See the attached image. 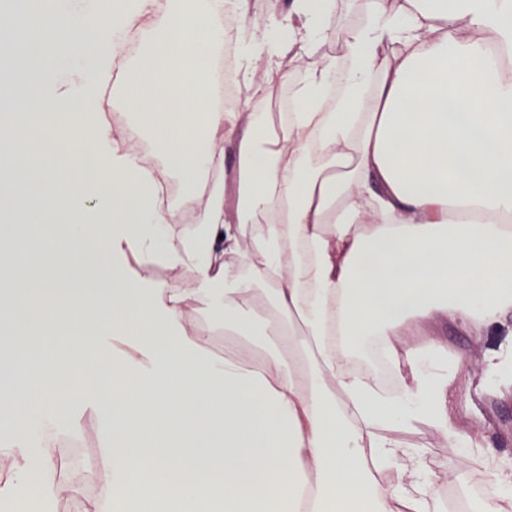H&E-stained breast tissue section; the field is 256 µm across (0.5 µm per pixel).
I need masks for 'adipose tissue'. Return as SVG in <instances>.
I'll list each match as a JSON object with an SVG mask.
<instances>
[{
  "mask_svg": "<svg viewBox=\"0 0 512 512\" xmlns=\"http://www.w3.org/2000/svg\"><path fill=\"white\" fill-rule=\"evenodd\" d=\"M365 3L336 58L314 55L343 26L335 0H292L240 43L249 89L256 67L285 83L284 60L306 63L272 135L264 113L210 102L224 10L248 0H28L10 37L37 77L0 156L34 192L15 224L55 263L17 301L40 317L18 321L30 351L0 381V512L66 496L47 476L79 406L99 411L112 456L87 512H299L304 497L311 512H435L439 476L399 436L422 424L478 457L496 489L481 512H512V464L448 413L461 359L424 331L504 327L483 360L489 385L507 384L512 0ZM145 17V62L113 84L109 36ZM86 28L96 36L72 40ZM147 135L162 163L136 152ZM220 142L239 160L238 203L214 186L185 227ZM195 297L241 348L209 353ZM271 337L285 350L256 354Z\"/></svg>",
  "mask_w": 512,
  "mask_h": 512,
  "instance_id": "1",
  "label": "adipose tissue"
}]
</instances>
